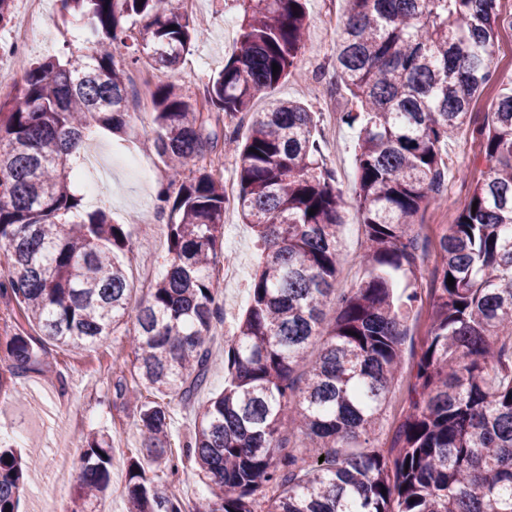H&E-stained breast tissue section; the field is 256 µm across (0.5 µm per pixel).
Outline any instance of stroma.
<instances>
[{
    "mask_svg": "<svg viewBox=\"0 0 512 512\" xmlns=\"http://www.w3.org/2000/svg\"><path fill=\"white\" fill-rule=\"evenodd\" d=\"M199 8L210 17V27L199 30L189 53L177 66L165 69L163 77L164 83L177 84L192 96L202 93L209 77L220 71L232 54L241 16L235 0H200ZM26 9L25 0H15L12 23L0 27V76L12 87L23 80L29 64L82 49L92 37L83 20L64 14L57 7L50 12L48 20L65 30V38L53 43L37 40L19 48L17 53H7L14 23L22 19ZM344 10V0H308V41L313 51L300 63L301 76L288 78L269 95L257 97L253 109L261 111L272 97L304 102L315 114L326 162L335 170L339 187L348 194L356 176L357 134L341 123L333 129L328 126L329 114L344 112L351 106L344 89L332 86L338 22ZM493 67L494 78L477 93L467 126L442 150L448 165V183L440 206L429 208L418 218L423 235H430L432 225L451 223L468 201L471 182L480 170L479 145L471 131L494 111L504 89L512 87L510 26H502L500 30ZM318 71L323 74L319 80L314 77ZM130 109L137 112L138 118L124 134L115 135L97 128L88 140L96 144L107 159L119 161L112 169L110 189L98 206L114 223L123 225L135 244L134 251L123 255L121 261L132 287L131 302L136 305L166 271L167 217L158 212L153 223L135 226L127 223L126 212L143 201L155 204L159 189L167 187L171 174L163 160L143 143L151 126L150 113L142 111L137 103L131 104ZM130 153L155 168L156 176L151 183L142 184L134 171L121 167V159ZM226 221L233 224L234 230L223 240L224 254L241 261L247 275L222 288L224 323L217 327L209 341L211 370L206 385L191 402L177 398L169 402V443L176 454L189 439L203 406L224 387V341L249 304L248 277L254 274L260 254L259 244L238 212L228 214ZM363 247L364 232L355 214H347L342 229V262L337 288L351 287L361 276L357 257ZM127 335V328H120L105 344L88 350L46 345L37 370L16 379L9 391L0 394V441L38 463L35 477L20 494L19 512H39L40 496L52 482L55 461L62 454L68 461L66 496L74 498L84 439L95 432L108 434L113 448L110 486L100 505L111 508L112 512H125L127 460L142 442L135 402L117 399L115 394L116 383L132 381V355ZM156 484L178 498L186 512H194L198 502L208 495L205 481L195 476L187 464L181 465L178 477L164 476L158 478Z\"/></svg>",
    "mask_w": 512,
    "mask_h": 512,
    "instance_id": "stroma-1",
    "label": "stroma"
}]
</instances>
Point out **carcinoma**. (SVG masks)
Listing matches in <instances>:
<instances>
[{"label":"carcinoma","instance_id":"cac0c4a2","mask_svg":"<svg viewBox=\"0 0 512 512\" xmlns=\"http://www.w3.org/2000/svg\"><path fill=\"white\" fill-rule=\"evenodd\" d=\"M61 2L94 40L29 65L0 99V296L38 329L0 341L10 361L0 389L40 364L44 343L93 347L130 317L117 253L135 245L105 212L81 215L70 147L96 127L119 134L133 120L120 48H135L131 65L171 67L194 34L175 0ZM234 2L237 49L202 97L169 84L151 93L147 140L181 181L159 205L169 271L129 335L134 386L117 390L141 403L126 512H185L143 461L178 474L163 400H188L209 370L214 270L226 259L224 181L205 164L186 176L182 167L220 146L235 151L236 207L264 252L224 345V391L183 445L208 479L195 512H512V89L474 129L483 170L464 208L431 239L416 228L445 186L442 145L493 78L500 0H345L333 79L355 100L339 117L357 129L351 198L337 188L303 103L273 101L239 138L234 120L293 76L310 47L304 0ZM351 209L365 229L363 276L338 293ZM414 309L426 324L408 407L381 444L376 430ZM297 432L308 443L287 447ZM111 452L107 436L86 439L75 496L83 507L106 491ZM31 470L0 448V512H17Z\"/></svg>","mask_w":512,"mask_h":512}]
</instances>
